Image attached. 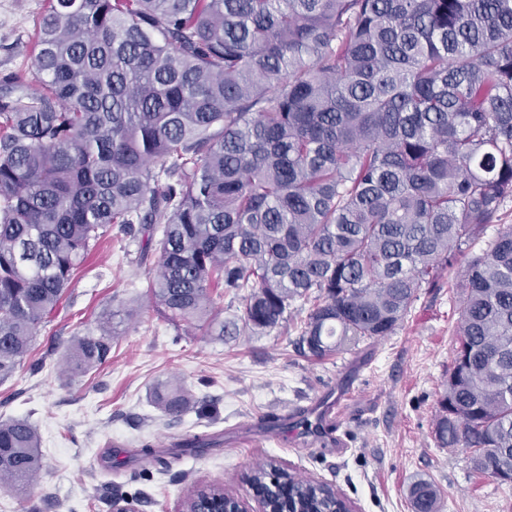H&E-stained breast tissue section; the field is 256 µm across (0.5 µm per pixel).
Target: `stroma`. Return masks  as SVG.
Returning <instances> with one entry per match:
<instances>
[{
    "label": "stroma",
    "mask_w": 512,
    "mask_h": 512,
    "mask_svg": "<svg viewBox=\"0 0 512 512\" xmlns=\"http://www.w3.org/2000/svg\"><path fill=\"white\" fill-rule=\"evenodd\" d=\"M46 0H0V77L23 95L33 80L35 22ZM140 240L103 237L32 349L0 380V421L25 419L43 468L21 491L0 489V512H182L189 495L221 484L248 499L259 465L333 486L355 512H411L417 479L441 491L439 512H512V486L474 472L461 448L437 447V403L454 358L452 285L423 289L393 336L323 360L301 356L294 332L216 340L175 327L147 289ZM131 305L134 318L121 308ZM115 328L105 364L63 375L76 337ZM178 379L205 413L165 416L154 389ZM354 388L340 443L302 445L297 408Z\"/></svg>",
    "instance_id": "35a3bbf8"
}]
</instances>
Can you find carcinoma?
Returning a JSON list of instances; mask_svg holds the SVG:
<instances>
[{"mask_svg": "<svg viewBox=\"0 0 512 512\" xmlns=\"http://www.w3.org/2000/svg\"><path fill=\"white\" fill-rule=\"evenodd\" d=\"M33 58L36 90L0 94V379L114 229L155 247L148 288L175 325H288L318 360L394 335L455 273L432 433L482 475L478 456L512 469V226L470 252L512 202V0H48ZM111 343L106 324L78 337L68 370ZM152 397L171 418L198 406L172 381ZM38 448L28 420L0 423L1 489L29 485ZM265 478L278 512L329 502ZM410 504L438 512L439 492L419 479Z\"/></svg>", "mask_w": 512, "mask_h": 512, "instance_id": "cac0c4a2", "label": "carcinoma"}]
</instances>
